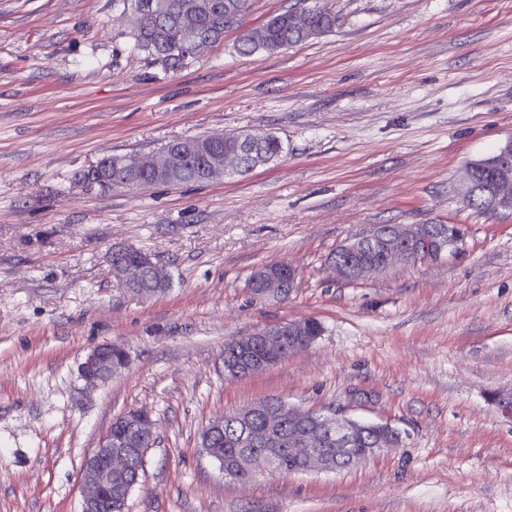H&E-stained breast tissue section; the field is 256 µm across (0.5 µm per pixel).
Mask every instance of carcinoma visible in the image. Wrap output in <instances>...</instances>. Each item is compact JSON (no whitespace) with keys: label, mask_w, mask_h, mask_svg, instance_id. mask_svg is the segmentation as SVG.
Listing matches in <instances>:
<instances>
[{"label":"carcinoma","mask_w":512,"mask_h":512,"mask_svg":"<svg viewBox=\"0 0 512 512\" xmlns=\"http://www.w3.org/2000/svg\"><path fill=\"white\" fill-rule=\"evenodd\" d=\"M157 4L165 10L164 14L149 12L144 22L132 28L131 38L134 49L145 54L146 59L161 66L166 71H176L195 59L208 48L224 40V34L239 30L245 26V19L249 14L252 0H212L220 5L224 12V28H213L209 15L196 17L195 25L204 35L207 43L191 44L184 42L183 25L181 20L172 16L168 9L178 0H156ZM304 17L300 18L290 8L282 13L272 16L259 27L245 31L238 39L236 51L240 55H251L264 51L275 53L291 46L306 42L332 31L336 27V16L317 7L302 9ZM253 136V132L227 133L219 138L213 136H198L194 142L199 150L187 162L173 166L169 180L174 185L186 182H208L224 177V171L211 170L209 156L216 151H226L236 148L238 139ZM284 152L283 143L279 137L272 133H263L254 143L252 163L243 167L239 174L244 175L259 165L277 161ZM496 173L495 156L476 161L474 170V200L472 207L484 214H494L491 207L489 187ZM155 182V175L150 170H140L126 174L123 178L112 182V187H122L126 184L135 185L139 182ZM448 231L446 224H430L424 236L411 245V250L417 251L425 247L429 240H436L438 236ZM266 429L264 415H256L247 422L235 419L234 414H224V433L213 436L205 448H213L217 452L219 465L224 460L232 459L240 453V437L249 431L260 434ZM379 440V431L376 424L367 423L360 428L355 436L351 448L360 453L367 448L375 447Z\"/></svg>","instance_id":"1"}]
</instances>
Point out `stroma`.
<instances>
[{"label":"stroma","instance_id":"1","mask_svg":"<svg viewBox=\"0 0 512 512\" xmlns=\"http://www.w3.org/2000/svg\"><path fill=\"white\" fill-rule=\"evenodd\" d=\"M331 33L240 56L236 33L177 73L146 64L112 0H0V512H81L79 470L113 419L155 442L126 512H512V214L472 209L468 163L512 138V0H319ZM242 130L276 161L206 183L81 195L102 155ZM379 224H459L453 256L357 281L329 264ZM124 245L171 277L123 288ZM284 262L287 297L252 272ZM314 318L321 336L253 375L224 347ZM128 365L87 388L95 346ZM387 424L397 448L337 472L225 478L201 446L260 400ZM260 270L255 272L250 280L252 284L250 288L254 292L259 290V294L272 296L276 298L285 297L289 288H293L297 280L298 272L292 266L286 268L274 267V269H262L261 276L258 281L254 282V277L257 276ZM260 286V288H259ZM259 288V289H258Z\"/></svg>","mask_w":512,"mask_h":512}]
</instances>
